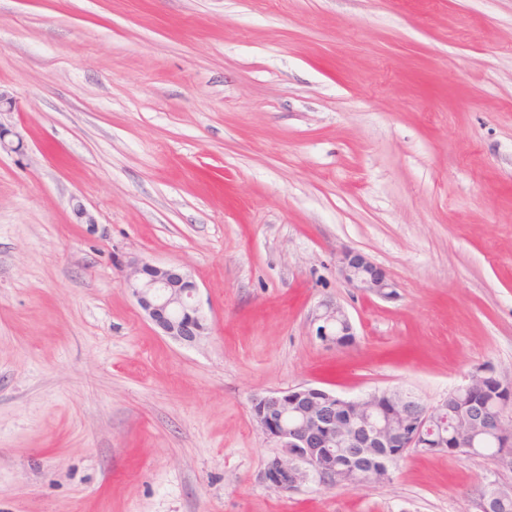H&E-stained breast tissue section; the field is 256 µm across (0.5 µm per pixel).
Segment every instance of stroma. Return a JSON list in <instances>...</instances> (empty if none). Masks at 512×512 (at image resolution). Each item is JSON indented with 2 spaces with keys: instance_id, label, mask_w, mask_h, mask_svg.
Segmentation results:
<instances>
[{
  "instance_id": "stroma-1",
  "label": "stroma",
  "mask_w": 512,
  "mask_h": 512,
  "mask_svg": "<svg viewBox=\"0 0 512 512\" xmlns=\"http://www.w3.org/2000/svg\"><path fill=\"white\" fill-rule=\"evenodd\" d=\"M0 512H480L410 452L282 493L251 400L512 380V0H0ZM90 215L78 219L73 201ZM395 285L351 288L342 251ZM199 287L181 344L122 283ZM340 305L356 334L321 343ZM311 321L316 325V336L326 344L348 347L355 341L353 324L337 303L320 302L312 313Z\"/></svg>"
}]
</instances>
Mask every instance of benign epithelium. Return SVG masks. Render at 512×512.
Returning a JSON list of instances; mask_svg holds the SVG:
<instances>
[{"mask_svg":"<svg viewBox=\"0 0 512 512\" xmlns=\"http://www.w3.org/2000/svg\"><path fill=\"white\" fill-rule=\"evenodd\" d=\"M338 270L346 283L381 298L394 295V284L365 255L347 251ZM146 317L174 340L193 345L208 333L197 286L176 266L154 265L132 259L123 278ZM316 336L326 344L348 347L355 341L353 324L336 303L322 301L312 313ZM488 375L477 370L468 382L449 392L435 406L399 391H375L347 400L323 388L301 385L270 391L251 399V415L280 453L266 465L265 480L289 493L310 478H336V453L348 468L375 482L390 478L392 465L376 460V449L396 448L404 457L410 450L428 452L452 446L465 457H475L486 439L498 444L496 457L512 458V419L469 403L463 394L487 390ZM512 500V490L491 488L481 495V512H501Z\"/></svg>","mask_w":512,"mask_h":512,"instance_id":"1","label":"benign epithelium"}]
</instances>
